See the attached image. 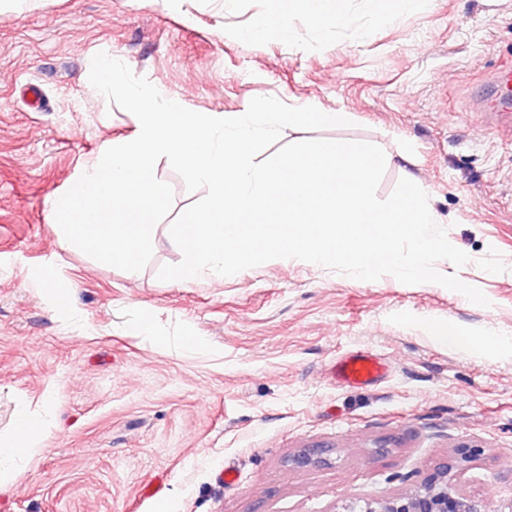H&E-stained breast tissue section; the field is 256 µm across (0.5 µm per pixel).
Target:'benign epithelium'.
<instances>
[{"mask_svg": "<svg viewBox=\"0 0 512 512\" xmlns=\"http://www.w3.org/2000/svg\"><path fill=\"white\" fill-rule=\"evenodd\" d=\"M322 454L320 448H307L297 454L293 462L299 468L308 467ZM471 457L470 447L463 444L456 456L427 477L418 490L362 505L351 501L345 505L343 512H488L489 502L486 498L462 495L447 480L452 469L465 466Z\"/></svg>", "mask_w": 512, "mask_h": 512, "instance_id": "obj_1", "label": "benign epithelium"}]
</instances>
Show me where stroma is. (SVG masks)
<instances>
[{
    "mask_svg": "<svg viewBox=\"0 0 512 512\" xmlns=\"http://www.w3.org/2000/svg\"><path fill=\"white\" fill-rule=\"evenodd\" d=\"M271 7L0 9V442L21 411L49 413L35 453L0 480V512H341L415 490L464 443L477 454L455 487L512 503V117L483 109L495 74L512 69V0H350L346 27H315L297 8L288 40L240 38ZM100 52L197 112H242L262 96L348 113L349 125L281 141L411 155L437 224L469 257L437 270L488 305L297 259L176 285L157 277L182 259L166 220L138 272L63 246L48 198L137 130L88 81ZM140 320L150 334H133ZM439 323L471 347L441 343ZM353 350L384 358L388 374L335 382ZM317 446L320 463L293 465Z\"/></svg>",
    "mask_w": 512,
    "mask_h": 512,
    "instance_id": "35a3bbf8",
    "label": "stroma"
}]
</instances>
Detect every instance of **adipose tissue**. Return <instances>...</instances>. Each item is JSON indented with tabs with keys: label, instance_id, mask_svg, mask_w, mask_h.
<instances>
[{
	"label": "adipose tissue",
	"instance_id": "ef3b65f1",
	"mask_svg": "<svg viewBox=\"0 0 512 512\" xmlns=\"http://www.w3.org/2000/svg\"><path fill=\"white\" fill-rule=\"evenodd\" d=\"M290 1L301 6L318 25L333 23L340 26L347 19V0H274L273 13L263 16L251 28L245 30V37L288 38L290 28L286 4ZM44 426L45 421L42 417L20 416L16 422L13 441L0 446V461H21L29 457L35 450L32 439Z\"/></svg>",
	"mask_w": 512,
	"mask_h": 512
}]
</instances>
